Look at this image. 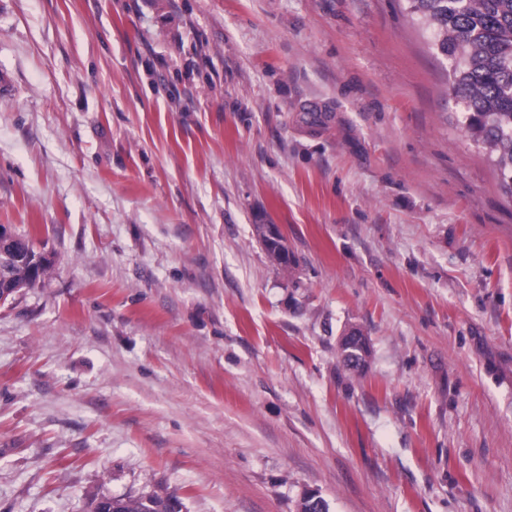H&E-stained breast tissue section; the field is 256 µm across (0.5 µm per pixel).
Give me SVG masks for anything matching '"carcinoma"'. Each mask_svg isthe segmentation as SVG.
Listing matches in <instances>:
<instances>
[{"mask_svg": "<svg viewBox=\"0 0 512 512\" xmlns=\"http://www.w3.org/2000/svg\"><path fill=\"white\" fill-rule=\"evenodd\" d=\"M410 14L430 34L432 50L448 64V94L460 106L461 123L473 142L492 157L501 185L512 194V0H406ZM255 231L283 272L293 261L284 257V240L269 241L266 226ZM41 276L27 260L12 265L0 281V295L11 298L31 288ZM171 495L112 497V512H169Z\"/></svg>", "mask_w": 512, "mask_h": 512, "instance_id": "cac0c4a2", "label": "carcinoma"}]
</instances>
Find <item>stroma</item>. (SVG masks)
Returning <instances> with one entry per match:
<instances>
[{
	"label": "stroma",
	"mask_w": 512,
	"mask_h": 512,
	"mask_svg": "<svg viewBox=\"0 0 512 512\" xmlns=\"http://www.w3.org/2000/svg\"><path fill=\"white\" fill-rule=\"evenodd\" d=\"M2 74L0 512H512V195L406 0H0ZM18 239V236L11 229L5 225H0V272L8 269L17 260V252L12 250L11 245L16 243ZM51 268L52 262L46 259L41 276L37 273L39 277V280H37L35 278L37 271L29 261L21 260L13 264L8 279H2L0 283V295L1 297L3 294L6 295L3 304L22 288H32L37 282L42 281L49 274ZM255 231L269 255L275 260L284 273H288V270L292 268L294 263L289 257L283 258V254L288 255V247L284 243L285 238L282 237L280 240L273 242L269 241L266 234L265 224L256 225ZM179 502L176 498L168 494L152 492L146 495L132 496H112V508H107L110 499L103 498L99 500L100 504L97 512H168L172 507V502Z\"/></svg>",
	"instance_id": "obj_1"
}]
</instances>
